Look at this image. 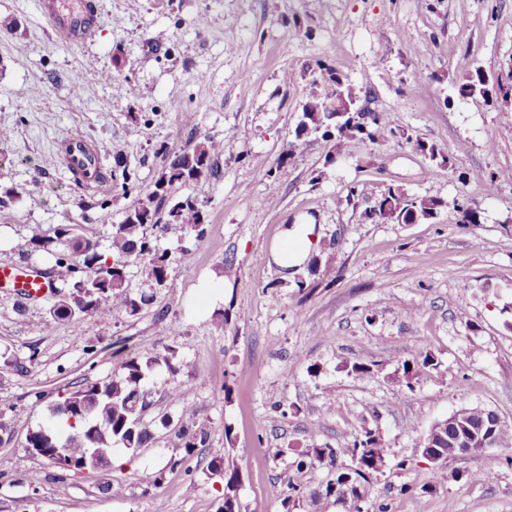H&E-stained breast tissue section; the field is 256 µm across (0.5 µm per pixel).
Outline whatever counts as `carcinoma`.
Segmentation results:
<instances>
[{
	"instance_id": "obj_1",
	"label": "carcinoma",
	"mask_w": 512,
	"mask_h": 512,
	"mask_svg": "<svg viewBox=\"0 0 512 512\" xmlns=\"http://www.w3.org/2000/svg\"><path fill=\"white\" fill-rule=\"evenodd\" d=\"M324 83L315 105L302 108V118L296 128V137L321 134L324 139L336 140L337 149L348 151L357 141L378 143L396 133L390 116L373 113L364 122L346 123L345 128L336 129L329 120L336 105L357 100L352 85L331 69L323 74ZM459 94L463 98L489 95L488 88L479 75L465 77ZM223 153V143L206 139L177 154L165 165L153 187L144 193L129 209L121 223L113 225L109 249L112 261H107L100 252L98 241L63 225L57 229L56 237L25 245V251L47 250L56 245L57 276L65 290L56 294V302L50 310L52 321H72L82 314L109 317L116 312L137 314L142 306L154 299V293L142 291L135 296L130 291L127 267L131 263L141 266L144 283L150 288L161 287L168 280L172 269L171 252L158 246L148 235V230L161 223V206L167 201L174 185L196 183L214 173L218 156ZM442 206L434 196H409L400 189H388L376 202L373 215L386 220L408 222L426 220L437 214ZM167 223L179 224L187 232L201 240L208 228L204 213L197 199L187 197L175 203L167 211ZM177 350L167 347L162 352L148 351L126 355L113 369L112 375L89 383L68 393L50 410L52 423L41 426L27 436L29 454L31 448H57L59 453L75 465V470H93L108 463L112 447L120 446L133 452L145 448L152 439L143 415L150 406L144 381L160 368L177 370ZM431 366L427 356L408 358L402 363L404 378L415 377L423 368ZM492 410L486 408H464L456 411L446 421L435 424L428 436L434 440L435 452L452 456L457 449L467 447L466 428L477 426L490 418ZM178 438L186 455L202 446L207 435L204 431L186 428ZM347 455L352 466L336 472V481L327 486V491L343 494L356 492L357 485L367 481L370 474L384 465L386 449L379 446L374 434L362 426L353 441L345 448H310L304 453L299 466L316 459L334 465L336 456ZM215 472L224 477V500L227 509L220 512H240L239 502H231L238 480L235 470L224 467V458L216 456L211 462Z\"/></svg>"
}]
</instances>
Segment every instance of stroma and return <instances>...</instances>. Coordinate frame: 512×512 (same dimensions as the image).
<instances>
[{
  "mask_svg": "<svg viewBox=\"0 0 512 512\" xmlns=\"http://www.w3.org/2000/svg\"><path fill=\"white\" fill-rule=\"evenodd\" d=\"M99 3L96 40L68 47L34 0H0V264L52 272L51 252L22 247L64 224L107 245L169 156L207 138L224 144L216 174L170 199L195 197L209 232L198 243L179 225L156 229L172 270L134 316L54 322L52 299L0 294V512H218V455L238 472L241 512H512V447L438 463L422 453L462 408L512 424V180L498 177L512 170V94L459 96L476 71L512 85V0ZM325 66L397 134L341 157L335 141L296 137ZM75 130L105 170L125 166L111 197L61 168L55 145ZM391 187L442 206L415 224L370 217ZM288 224L319 225L320 240L287 276L271 253ZM119 336L132 352L178 349L177 372L146 383L148 447L99 472L39 456L16 466L50 405L111 375ZM420 355L432 367L405 379L398 365ZM186 385L208 434L189 459L168 397ZM363 425L384 466L360 499L327 494L335 468L298 467L300 453L345 447ZM490 462L493 481H469Z\"/></svg>",
  "mask_w": 512,
  "mask_h": 512,
  "instance_id": "1",
  "label": "stroma"
}]
</instances>
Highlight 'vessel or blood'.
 <instances>
[{
  "mask_svg": "<svg viewBox=\"0 0 512 512\" xmlns=\"http://www.w3.org/2000/svg\"><path fill=\"white\" fill-rule=\"evenodd\" d=\"M37 11L53 35L69 46L93 41L103 17L97 0H37ZM61 164L72 179L87 189L98 190L103 183L101 154L95 143L82 133L73 132L57 144ZM55 279L41 270L23 265L0 264V288L26 301L50 297Z\"/></svg>",
  "mask_w": 512,
  "mask_h": 512,
  "instance_id": "1",
  "label": "vessel or blood"
}]
</instances>
